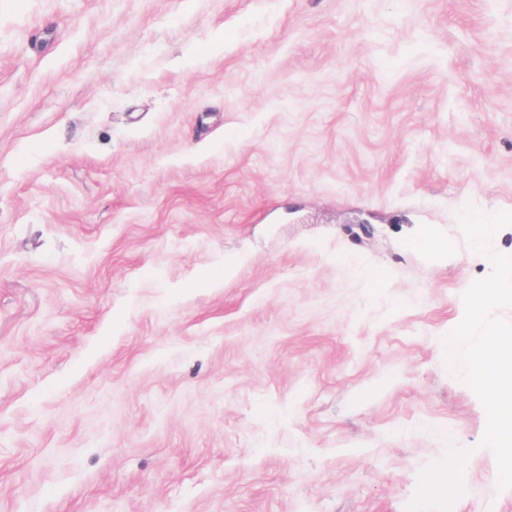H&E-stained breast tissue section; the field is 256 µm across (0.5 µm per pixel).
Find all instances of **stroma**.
Listing matches in <instances>:
<instances>
[{
	"instance_id": "obj_1",
	"label": "stroma",
	"mask_w": 512,
	"mask_h": 512,
	"mask_svg": "<svg viewBox=\"0 0 512 512\" xmlns=\"http://www.w3.org/2000/svg\"><path fill=\"white\" fill-rule=\"evenodd\" d=\"M470 207L512 0H0V512H405L450 443L512 512Z\"/></svg>"
}]
</instances>
